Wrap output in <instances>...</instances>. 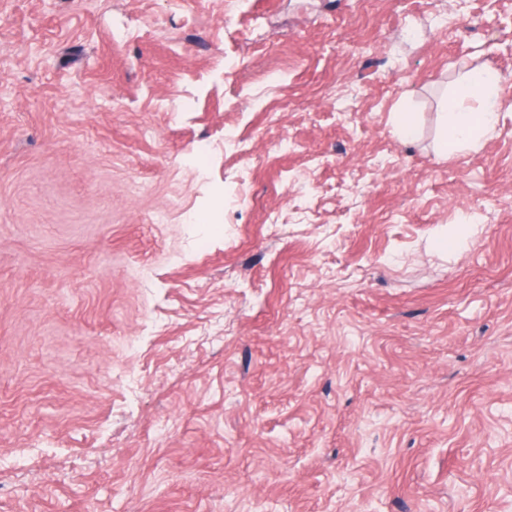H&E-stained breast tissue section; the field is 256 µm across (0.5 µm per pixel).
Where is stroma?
<instances>
[{"instance_id": "35a3bbf8", "label": "stroma", "mask_w": 512, "mask_h": 512, "mask_svg": "<svg viewBox=\"0 0 512 512\" xmlns=\"http://www.w3.org/2000/svg\"><path fill=\"white\" fill-rule=\"evenodd\" d=\"M0 512H512V0H0ZM495 86L492 72L478 69L471 73L460 97L481 99L483 108L478 112L464 109L459 97L448 98L446 112H443V153L453 155L464 149L477 148L494 129L497 121Z\"/></svg>"}]
</instances>
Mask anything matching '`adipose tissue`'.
Here are the masks:
<instances>
[{
  "mask_svg": "<svg viewBox=\"0 0 512 512\" xmlns=\"http://www.w3.org/2000/svg\"><path fill=\"white\" fill-rule=\"evenodd\" d=\"M496 79L490 71L478 69L471 73L460 97L449 98L443 114L444 133L441 150L452 155L464 149L478 147L493 130L496 121ZM482 100L483 108L474 112L462 107L461 97Z\"/></svg>",
  "mask_w": 512,
  "mask_h": 512,
  "instance_id": "1",
  "label": "adipose tissue"
}]
</instances>
